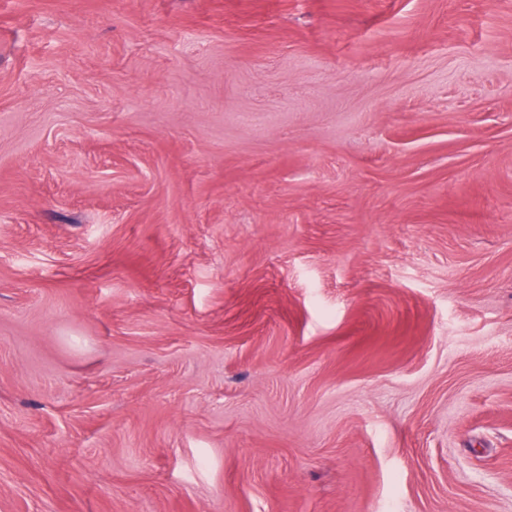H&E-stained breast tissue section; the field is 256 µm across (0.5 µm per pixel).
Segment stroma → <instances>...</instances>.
Instances as JSON below:
<instances>
[{
	"label": "stroma",
	"instance_id": "35a3bbf8",
	"mask_svg": "<svg viewBox=\"0 0 512 512\" xmlns=\"http://www.w3.org/2000/svg\"><path fill=\"white\" fill-rule=\"evenodd\" d=\"M0 512H512V0H0Z\"/></svg>",
	"mask_w": 512,
	"mask_h": 512
}]
</instances>
